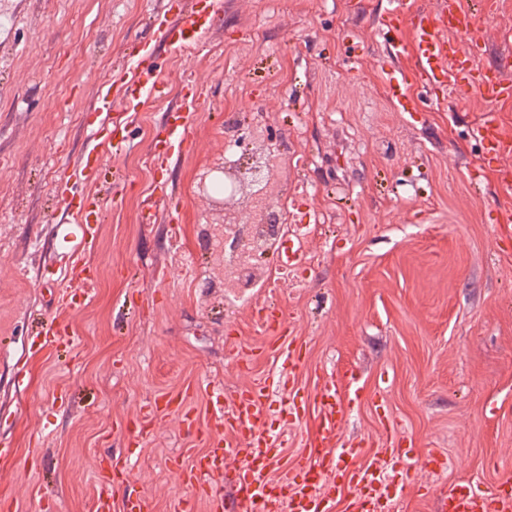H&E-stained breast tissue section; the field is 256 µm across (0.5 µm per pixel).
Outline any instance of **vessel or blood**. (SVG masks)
<instances>
[{
  "label": "vessel or blood",
  "mask_w": 512,
  "mask_h": 512,
  "mask_svg": "<svg viewBox=\"0 0 512 512\" xmlns=\"http://www.w3.org/2000/svg\"><path fill=\"white\" fill-rule=\"evenodd\" d=\"M217 0H163L155 17L160 37L170 46L194 50L218 18ZM472 15L452 6L440 5L433 10H419L412 27V54L419 82L432 88L447 89L458 100H465L469 86L476 85L491 98L512 96V80L503 72L478 69L464 72L453 69L448 61L449 33H471ZM162 84L157 77L153 49L139 45L132 63L127 64L119 82L99 86L91 106L100 119L104 142L113 152L124 151L128 145L126 124L129 113L144 96L161 95ZM190 121L181 115L167 139L151 149L155 165H165L171 156L181 151L188 141ZM475 133L503 152L512 151V138L501 130L495 112L482 113ZM101 155H87L75 175L84 184L104 176ZM65 211L81 224L82 246L95 240L97 226L103 219V207L98 195L80 190L62 198ZM80 289L63 288L59 300L72 307L78 295L88 294L93 280L86 268H79ZM259 320L267 332L287 334L288 321L283 309L264 306ZM348 385L339 380L325 386L318 396L317 423L314 436L303 454L285 458L287 441L283 432L267 434L270 418L268 406L272 384L269 378L254 380L245 389L225 396L216 389L213 414L221 426L222 435L209 439L207 451L198 456L190 467L189 483L194 498L183 501V512H192L195 497L216 502L220 495L215 481L222 477L229 458H237V501L241 512H326L329 504L345 499L347 512H383L373 494V485L380 479L381 458L361 448H335L346 410L341 391ZM280 469L279 478H272L273 469ZM439 512H512V492L485 491L461 481L438 497Z\"/></svg>",
  "instance_id": "vessel-or-blood-1"
}]
</instances>
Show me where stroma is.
I'll use <instances>...</instances> for the list:
<instances>
[{"label":"stroma","instance_id":"stroma-1","mask_svg":"<svg viewBox=\"0 0 512 512\" xmlns=\"http://www.w3.org/2000/svg\"><path fill=\"white\" fill-rule=\"evenodd\" d=\"M160 0H0V512H92L98 495L176 512L174 473L207 448L211 384L239 391L280 361H237L271 336L256 311L275 304L306 359L293 386L316 394L354 372L338 445L406 451L413 466L394 512H435L461 479L512 480V157L473 133L484 110L512 135V98H446L400 112L391 72L411 71V31L386 46L389 0H224L193 53L157 40ZM476 66L512 78V0L473 32ZM143 40L155 43L164 93L132 117L118 179L97 188L104 222L81 257L95 272L86 303L58 309L54 271L82 235L61 197L89 152L98 84ZM201 94L188 146L164 169L150 148ZM262 124L294 156L299 187L280 219L308 262L270 287L241 291L185 277L211 263L201 224L225 215L196 193L224 165L226 117ZM153 209L155 222L142 223ZM66 320L69 351L42 349L45 322ZM182 405L165 409V401ZM163 405L143 418L147 404ZM196 419L182 423L183 412ZM444 460L424 465L428 454ZM126 464L120 484L99 473Z\"/></svg>","mask_w":512,"mask_h":512}]
</instances>
